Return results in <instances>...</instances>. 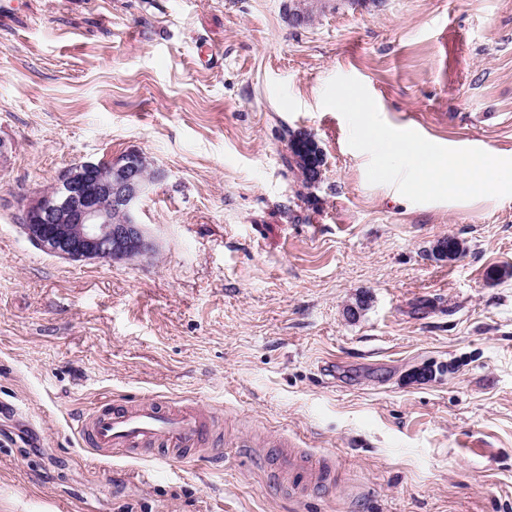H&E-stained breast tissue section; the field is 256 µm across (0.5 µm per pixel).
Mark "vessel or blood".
I'll return each mask as SVG.
<instances>
[{"instance_id": "b4317fda", "label": "vessel or blood", "mask_w": 512, "mask_h": 512, "mask_svg": "<svg viewBox=\"0 0 512 512\" xmlns=\"http://www.w3.org/2000/svg\"><path fill=\"white\" fill-rule=\"evenodd\" d=\"M77 433L102 460L117 456L149 455L153 460L173 465L196 451L210 430L208 412L199 406H173L158 401H133L123 405L108 402L79 420ZM291 489L307 495L319 492L335 480L332 460H315L298 453H285L279 461Z\"/></svg>"}]
</instances>
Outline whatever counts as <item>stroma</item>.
Returning <instances> with one entry per match:
<instances>
[{"label": "stroma", "instance_id": "1", "mask_svg": "<svg viewBox=\"0 0 512 512\" xmlns=\"http://www.w3.org/2000/svg\"><path fill=\"white\" fill-rule=\"evenodd\" d=\"M337 76L392 127L512 158V0H329L298 26L288 0H17L0 23V492L54 512H512V196L369 184L322 105ZM292 131L324 153L306 201ZM132 149L166 172L138 212L153 255L71 263L28 242L22 197ZM448 236L451 261L432 252ZM134 400L210 410L211 453L95 459L74 419ZM288 446L333 457L335 486L287 495Z\"/></svg>", "mask_w": 512, "mask_h": 512}]
</instances>
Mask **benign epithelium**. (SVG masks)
Here are the masks:
<instances>
[{
    "label": "benign epithelium",
    "mask_w": 512,
    "mask_h": 512,
    "mask_svg": "<svg viewBox=\"0 0 512 512\" xmlns=\"http://www.w3.org/2000/svg\"><path fill=\"white\" fill-rule=\"evenodd\" d=\"M149 163L144 153L129 150L71 164L59 175L55 193L22 200L20 223L27 239L71 262L124 263L152 253L154 244L138 219L141 201L155 186L145 175ZM114 213L124 221L112 223Z\"/></svg>",
    "instance_id": "7a95c632"
}]
</instances>
